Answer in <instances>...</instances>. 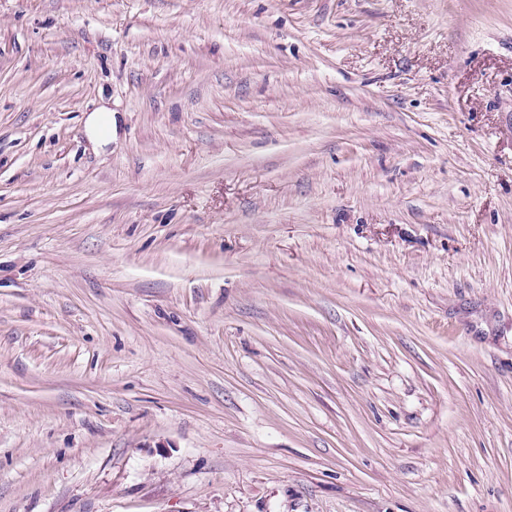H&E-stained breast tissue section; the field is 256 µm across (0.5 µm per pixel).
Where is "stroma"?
Instances as JSON below:
<instances>
[{
  "mask_svg": "<svg viewBox=\"0 0 512 512\" xmlns=\"http://www.w3.org/2000/svg\"><path fill=\"white\" fill-rule=\"evenodd\" d=\"M0 512H512V0H0ZM112 124V111L106 106L92 112L88 119L92 142L96 144L101 139L112 138Z\"/></svg>",
  "mask_w": 512,
  "mask_h": 512,
  "instance_id": "35a3bbf8",
  "label": "stroma"
}]
</instances>
